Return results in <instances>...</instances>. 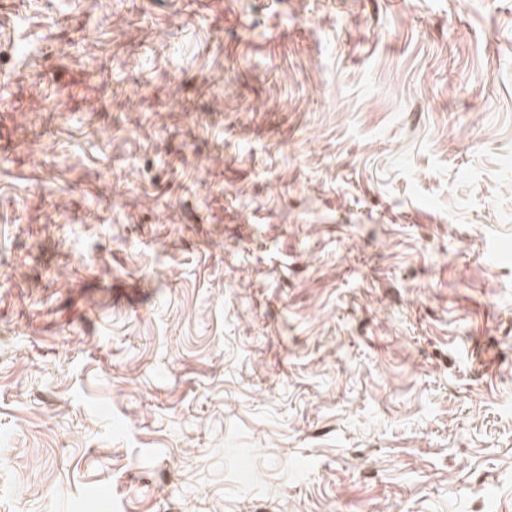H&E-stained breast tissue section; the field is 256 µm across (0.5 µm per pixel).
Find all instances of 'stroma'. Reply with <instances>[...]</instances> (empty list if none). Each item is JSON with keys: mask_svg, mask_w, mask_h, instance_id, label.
<instances>
[{"mask_svg": "<svg viewBox=\"0 0 512 512\" xmlns=\"http://www.w3.org/2000/svg\"><path fill=\"white\" fill-rule=\"evenodd\" d=\"M0 512H512V0H0Z\"/></svg>", "mask_w": 512, "mask_h": 512, "instance_id": "1", "label": "stroma"}]
</instances>
